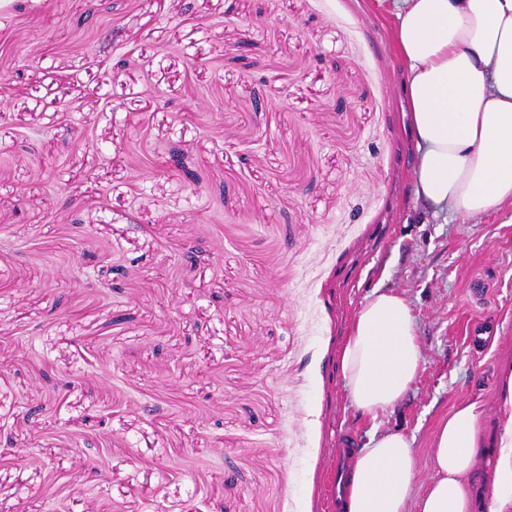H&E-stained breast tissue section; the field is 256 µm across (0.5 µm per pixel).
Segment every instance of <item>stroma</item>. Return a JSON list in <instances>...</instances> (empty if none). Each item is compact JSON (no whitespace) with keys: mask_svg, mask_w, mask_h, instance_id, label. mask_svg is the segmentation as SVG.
Returning <instances> with one entry per match:
<instances>
[{"mask_svg":"<svg viewBox=\"0 0 512 512\" xmlns=\"http://www.w3.org/2000/svg\"><path fill=\"white\" fill-rule=\"evenodd\" d=\"M24 4L0 15V512H327L347 431L406 436L417 498L465 400L491 505L512 212L416 200L386 0ZM377 290L408 303L422 363L372 418L340 355Z\"/></svg>","mask_w":512,"mask_h":512,"instance_id":"obj_1","label":"stroma"}]
</instances>
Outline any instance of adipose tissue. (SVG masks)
I'll return each mask as SVG.
<instances>
[{
  "label": "adipose tissue",
  "instance_id": "obj_1",
  "mask_svg": "<svg viewBox=\"0 0 512 512\" xmlns=\"http://www.w3.org/2000/svg\"><path fill=\"white\" fill-rule=\"evenodd\" d=\"M393 9L417 146L416 195L464 217L512 207V0H393ZM420 367L409 306L396 293H372L341 354L356 408L371 417L385 412ZM505 389L492 512L512 502V373ZM481 415L475 401L452 409L435 437V477L416 500L407 438L373 437L354 459L347 512H475L469 476L482 446Z\"/></svg>",
  "mask_w": 512,
  "mask_h": 512
}]
</instances>
